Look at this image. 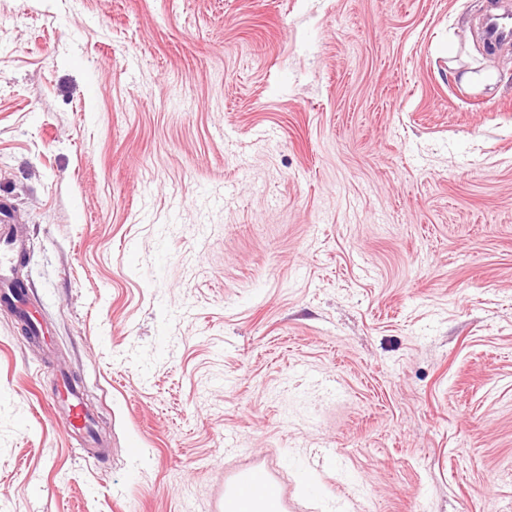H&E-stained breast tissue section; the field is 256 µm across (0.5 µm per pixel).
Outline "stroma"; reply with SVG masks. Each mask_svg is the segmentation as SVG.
Returning a JSON list of instances; mask_svg holds the SVG:
<instances>
[{
	"label": "stroma",
	"mask_w": 512,
	"mask_h": 512,
	"mask_svg": "<svg viewBox=\"0 0 512 512\" xmlns=\"http://www.w3.org/2000/svg\"><path fill=\"white\" fill-rule=\"evenodd\" d=\"M490 2L0 0V512H512ZM13 259L12 250L10 247H0V297H8L9 303L14 307L17 314L24 320H29L34 328L38 330V334L42 329V325L37 320L35 321L34 315L32 314V305L29 301L27 294L23 289L11 290L9 288L10 278V264ZM62 395L67 402L65 423L73 431H88L92 425L93 417L82 402L76 384L66 383L65 392ZM241 499H281L280 488L269 472L263 467H252L238 474Z\"/></svg>",
	"instance_id": "35a3bbf8"
}]
</instances>
